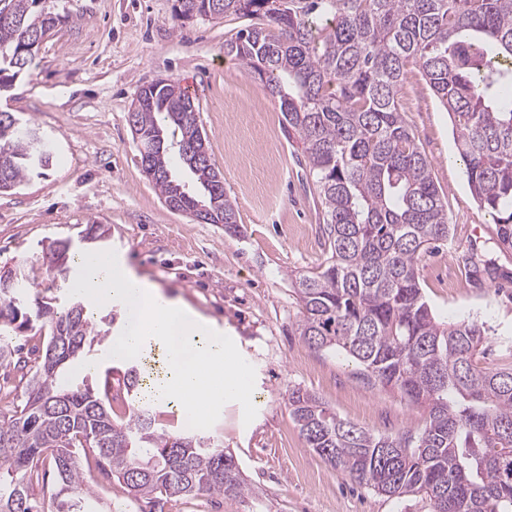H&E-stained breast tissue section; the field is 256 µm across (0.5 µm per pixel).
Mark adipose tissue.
<instances>
[{"mask_svg":"<svg viewBox=\"0 0 512 512\" xmlns=\"http://www.w3.org/2000/svg\"><path fill=\"white\" fill-rule=\"evenodd\" d=\"M82 293L94 308L119 303L122 331L113 345L126 358L142 355L156 344L166 355L158 393L177 403L180 413L196 412L200 404L214 405L245 394L229 344L217 323L140 276L125 259L102 255L84 257Z\"/></svg>","mask_w":512,"mask_h":512,"instance_id":"obj_1","label":"adipose tissue"}]
</instances>
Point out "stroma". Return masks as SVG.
I'll return each instance as SVG.
<instances>
[{"mask_svg":"<svg viewBox=\"0 0 512 512\" xmlns=\"http://www.w3.org/2000/svg\"><path fill=\"white\" fill-rule=\"evenodd\" d=\"M175 0H42L68 16L39 45L29 72L0 97V111L34 124L55 148V165L0 194V268L25 273L31 292L48 273L42 251L108 227L96 248L121 254L141 276L223 325L249 400L225 402L187 427L175 408L154 405L159 428L219 439L237 457L251 491L228 500L203 494L162 512H423L343 478L306 448L288 410L302 389L340 417L375 434L419 421L399 393L373 389L359 363L310 348L296 328L294 276L320 269L322 214L297 135L263 83L224 54L246 28L234 16L176 18ZM161 79L193 81L198 122L238 226L203 224L171 210L147 178L128 114L139 90ZM447 204L450 237L424 254L418 277L440 320H478L490 330L482 367L512 366V251H500L489 210L473 199L447 111L410 66L399 93ZM475 252L482 266L464 263Z\"/></svg>","mask_w":512,"mask_h":512,"instance_id":"1","label":"stroma"}]
</instances>
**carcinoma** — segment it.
Returning a JSON list of instances; mask_svg holds the SVG:
<instances>
[{"instance_id":"cac0c4a2","label":"carcinoma","mask_w":512,"mask_h":512,"mask_svg":"<svg viewBox=\"0 0 512 512\" xmlns=\"http://www.w3.org/2000/svg\"><path fill=\"white\" fill-rule=\"evenodd\" d=\"M206 0H182V19L203 17ZM223 15L256 22L224 44V54L278 100L323 205L327 254L320 270L293 288L301 306L297 332L314 349H336L362 366L368 386L392 390L421 410L416 426L374 434L331 412L316 396L288 391L289 413L305 447L341 475L395 499H420L427 512H512V366L487 370L477 355L488 330L477 320L438 321L420 287L424 253L448 240V211L427 155L401 112L406 63H419L448 112L470 192L496 216L499 246L512 250V0H221ZM40 0H0V85L33 63L63 17ZM128 112L147 155L141 164L164 199L199 200L172 176L176 159L203 189L216 218L237 223L235 201L209 153L192 99L176 82L141 88ZM173 127L163 149L155 135ZM56 159L36 128L0 112V193ZM64 240L44 260L48 288H65L59 307L33 298L19 276L0 282V369L22 371L33 324L47 332L40 362L21 375L22 399L0 415V512H95L94 491L78 449L89 447L104 477L136 499L249 494L232 453L211 438L155 427L150 384L133 366L109 387L67 374L108 331L96 327L70 279ZM125 395L126 419L112 417ZM55 480L49 496L31 487Z\"/></svg>"}]
</instances>
